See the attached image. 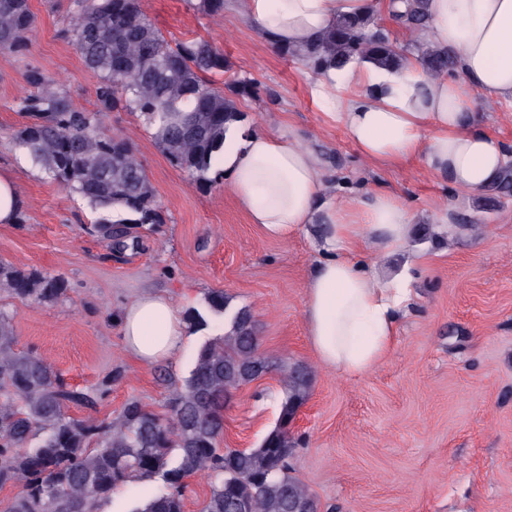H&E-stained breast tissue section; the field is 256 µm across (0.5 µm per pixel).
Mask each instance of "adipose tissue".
<instances>
[{"label": "adipose tissue", "instance_id": "adipose-tissue-1", "mask_svg": "<svg viewBox=\"0 0 512 512\" xmlns=\"http://www.w3.org/2000/svg\"><path fill=\"white\" fill-rule=\"evenodd\" d=\"M374 0H247L256 30L276 46L300 48ZM427 41L454 49L460 79L428 76L415 58L402 68L350 63L327 66L312 95L370 161L400 164L423 157L450 186L482 193L497 181L508 154L480 126L475 94L512 102V0H428ZM224 175L238 206L266 238L285 240L321 222L322 258L304 283L307 336L320 363L350 379L390 351L399 315L410 305L412 276L379 277L357 256L375 239L387 254L404 249L414 215L396 194L376 191L339 201L324 181L322 161L284 130H250L233 123L224 135ZM127 350L145 363L172 359L186 342L175 303L143 294L122 312Z\"/></svg>", "mask_w": 512, "mask_h": 512}]
</instances>
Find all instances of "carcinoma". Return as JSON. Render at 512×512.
<instances>
[{"instance_id":"carcinoma-1","label":"carcinoma","mask_w":512,"mask_h":512,"mask_svg":"<svg viewBox=\"0 0 512 512\" xmlns=\"http://www.w3.org/2000/svg\"><path fill=\"white\" fill-rule=\"evenodd\" d=\"M73 4L62 33L99 77L94 107L72 105L63 87L31 67L25 72L31 92L18 102L19 113L30 122L15 132L13 143L46 178L94 210L121 214L97 224L103 239L123 248L129 225L165 219L131 144L100 131L106 113L135 116L169 161L206 189L227 125L243 120L237 101L258 96L259 87L250 79L226 90L208 85L209 75L224 70V54L202 38L168 42L141 0ZM423 4L409 3L401 22L427 26ZM32 22L29 0H0V50L27 56ZM278 50L316 74L331 62L398 68L404 59L385 30L371 27L369 15L337 20L302 51ZM453 65L446 50H433L423 60L433 77ZM66 291L58 275L0 260V292L52 306ZM207 307L224 317V338L198 350L184 388L168 399L167 415L133 400L109 422L67 415L71 405L95 408L104 389L72 387L41 356L18 350L12 320L0 310V485H22L10 512H96V504L109 499L119 484L157 476L166 491L134 512H184L186 479L199 472L213 479L202 512H321L320 501L289 465L295 440L288 426L310 398L311 372L300 362L280 366L285 396L275 426L257 447H217L227 397L271 365L259 351L248 307L228 312L222 292L210 294Z\"/></svg>"}]
</instances>
